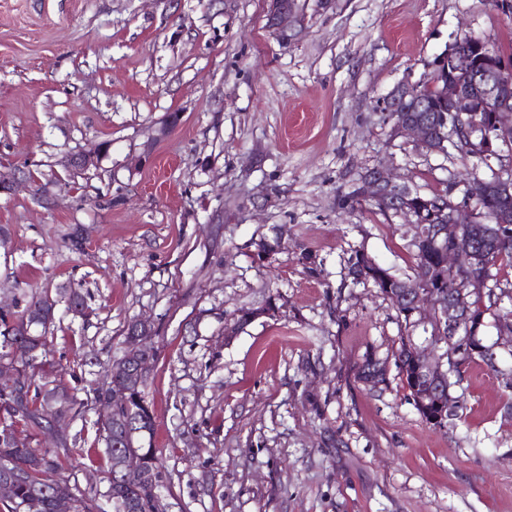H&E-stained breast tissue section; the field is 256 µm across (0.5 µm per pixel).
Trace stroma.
Segmentation results:
<instances>
[{
	"label": "stroma",
	"instance_id": "obj_1",
	"mask_svg": "<svg viewBox=\"0 0 512 512\" xmlns=\"http://www.w3.org/2000/svg\"><path fill=\"white\" fill-rule=\"evenodd\" d=\"M508 4L300 0L305 30L283 44L265 0H0V167L65 179L50 208L0 195V306L38 284L90 307L60 313L45 353L82 404L70 480L104 488L93 390L145 318L168 512H512L500 376L469 368L445 428L421 419L396 368L360 380L401 326L347 260L361 247L408 271L413 230L338 204L376 166L461 201L462 162L393 138L385 101L464 38L511 54ZM103 142L97 168L67 176L68 155ZM278 231L283 250L258 260ZM243 308L259 315L231 332Z\"/></svg>",
	"mask_w": 512,
	"mask_h": 512
}]
</instances>
